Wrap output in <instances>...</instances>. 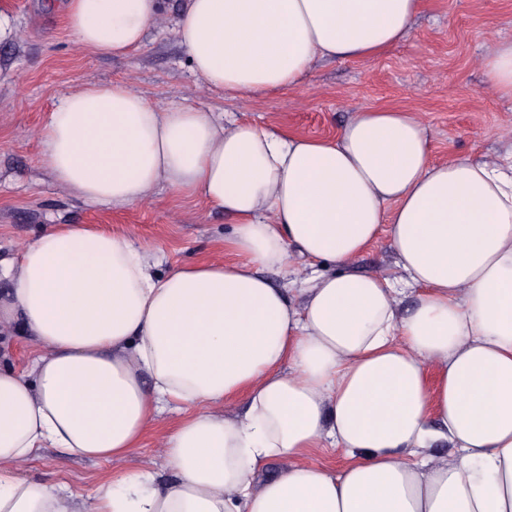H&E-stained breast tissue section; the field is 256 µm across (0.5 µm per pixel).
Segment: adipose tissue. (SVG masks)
Listing matches in <instances>:
<instances>
[{
	"label": "adipose tissue",
	"instance_id": "1",
	"mask_svg": "<svg viewBox=\"0 0 512 512\" xmlns=\"http://www.w3.org/2000/svg\"><path fill=\"white\" fill-rule=\"evenodd\" d=\"M169 8L66 0L65 17L85 50L125 57ZM423 9L181 0L178 34L207 86L252 97L300 86L321 58L381 56ZM479 68L512 97V39ZM39 142L86 203L123 211L163 188L235 227L226 260L166 274L84 224L0 260V331L35 343L28 371L0 369V512H512V172L433 161L408 111H359L316 139L161 108L123 82L65 93ZM382 237L402 277L349 272ZM298 260L341 271L293 299L262 272ZM237 398L245 410L227 411ZM172 405L193 411L162 444L171 480L118 472L86 496L19 473L44 448L123 459ZM327 447L343 467L312 461Z\"/></svg>",
	"mask_w": 512,
	"mask_h": 512
}]
</instances>
